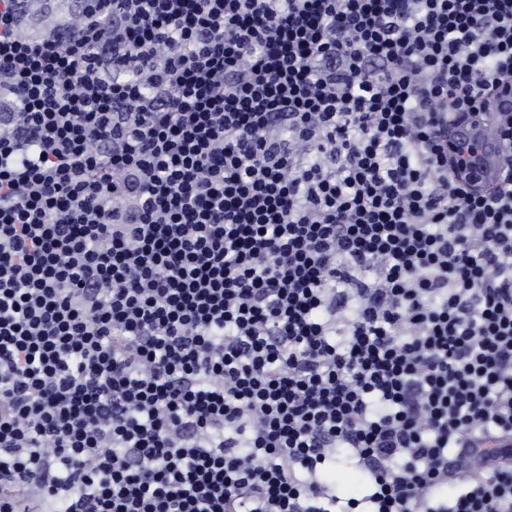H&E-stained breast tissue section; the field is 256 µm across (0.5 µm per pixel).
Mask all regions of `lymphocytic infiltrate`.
I'll list each match as a JSON object with an SVG mask.
<instances>
[{
    "mask_svg": "<svg viewBox=\"0 0 512 512\" xmlns=\"http://www.w3.org/2000/svg\"><path fill=\"white\" fill-rule=\"evenodd\" d=\"M65 3L0 0V512H512V0ZM487 123L480 128L479 134L476 135L483 145V151L475 177L481 188L492 190L496 185L500 149L496 146L497 138L493 119L490 118ZM330 477L336 482L338 489L348 497H360L364 492L361 476L343 464L336 465L330 472Z\"/></svg>",
    "mask_w": 512,
    "mask_h": 512,
    "instance_id": "lymphocytic-infiltrate-1",
    "label": "lymphocytic infiltrate"
}]
</instances>
